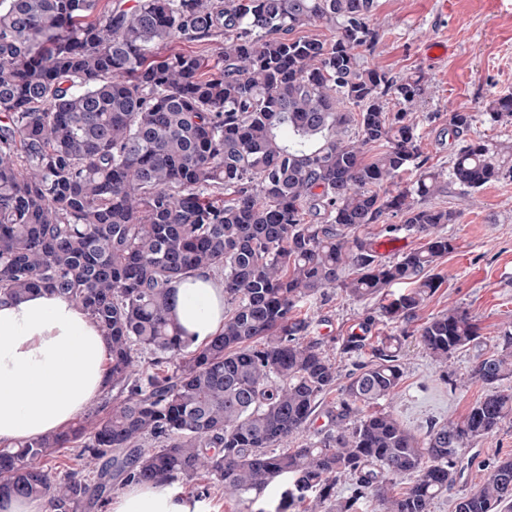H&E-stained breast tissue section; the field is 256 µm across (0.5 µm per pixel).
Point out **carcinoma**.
I'll return each mask as SVG.
<instances>
[{"instance_id":"1","label":"carcinoma","mask_w":512,"mask_h":512,"mask_svg":"<svg viewBox=\"0 0 512 512\" xmlns=\"http://www.w3.org/2000/svg\"><path fill=\"white\" fill-rule=\"evenodd\" d=\"M0 0V296L35 290L84 308L110 342L105 414L0 448V495L44 499L50 512L91 509L128 482L205 474L227 498L288 481L275 512H430L455 483L458 450L512 419V327L502 351L466 379L483 394L456 422L417 435L390 410L406 325L441 285L453 210L427 200L442 176L422 171L412 107L422 76L394 80L375 54L374 0ZM325 24L324 42L294 36ZM219 43V59L163 52ZM399 109L392 112L387 99ZM512 121V96L448 113V131ZM357 137L348 138L349 126ZM381 151L369 158L367 148ZM512 178L486 140L458 148L449 182L475 192ZM402 222H385L388 215ZM380 225L376 235L368 226ZM414 233L419 248L386 261L376 240ZM224 272V326L193 345L172 314L175 284ZM410 288L380 308L397 334L322 397L338 370L305 336L298 304L328 288L356 299ZM419 341L439 364L480 343L450 307ZM330 428L303 437L318 411ZM154 441L145 448L143 442ZM80 443V470L51 465ZM411 484L395 491L397 479ZM354 480L345 500L336 482ZM455 512H512V457L459 497Z\"/></svg>"}]
</instances>
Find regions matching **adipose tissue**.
Listing matches in <instances>:
<instances>
[{
	"label": "adipose tissue",
	"mask_w": 512,
	"mask_h": 512,
	"mask_svg": "<svg viewBox=\"0 0 512 512\" xmlns=\"http://www.w3.org/2000/svg\"><path fill=\"white\" fill-rule=\"evenodd\" d=\"M174 313L195 344L224 324V282L199 270L176 285ZM110 346L65 296L35 291L0 299V446L60 432L106 386ZM106 512H210L165 481L128 484Z\"/></svg>",
	"instance_id": "ef3b65f1"
}]
</instances>
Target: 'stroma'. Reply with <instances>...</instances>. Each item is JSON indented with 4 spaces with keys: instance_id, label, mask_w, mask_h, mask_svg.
I'll use <instances>...</instances> for the list:
<instances>
[{
    "instance_id": "stroma-1",
    "label": "stroma",
    "mask_w": 512,
    "mask_h": 512,
    "mask_svg": "<svg viewBox=\"0 0 512 512\" xmlns=\"http://www.w3.org/2000/svg\"><path fill=\"white\" fill-rule=\"evenodd\" d=\"M373 23L380 33L375 55H362L363 65L379 64L396 78L424 76L425 93L413 111L418 121L420 158L425 169L448 173L456 143L444 133L452 112H476L501 94L512 92V0H375ZM444 49L428 54V43ZM433 206L460 214L448 232L458 248L436 268L443 282L417 312L416 325L448 308L466 310L480 328V346L462 350L440 367L423 349L415 330L401 345L403 375L392 412L412 432L461 419L481 396L480 384L463 381L479 354L494 351L501 330L512 325V180L475 193L446 185ZM379 298L357 300L341 289L302 304L309 339L321 343L340 376L367 361L390 325L377 320ZM367 336L358 353L341 350L343 338L355 329ZM452 375L444 382L442 372ZM512 456V422L495 434L462 449L458 477L437 499L432 512H454L462 494L483 482L493 463Z\"/></svg>"
}]
</instances>
